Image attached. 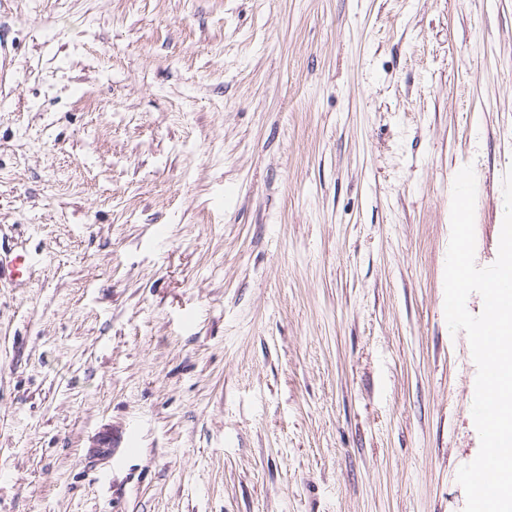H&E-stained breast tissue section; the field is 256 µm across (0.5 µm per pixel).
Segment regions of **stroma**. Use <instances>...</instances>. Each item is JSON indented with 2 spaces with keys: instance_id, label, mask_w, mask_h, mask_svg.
Segmentation results:
<instances>
[{
  "instance_id": "1",
  "label": "stroma",
  "mask_w": 512,
  "mask_h": 512,
  "mask_svg": "<svg viewBox=\"0 0 512 512\" xmlns=\"http://www.w3.org/2000/svg\"><path fill=\"white\" fill-rule=\"evenodd\" d=\"M468 164L512 0H0V512H463ZM31 259L22 253H13L0 243V285L22 281Z\"/></svg>"
}]
</instances>
